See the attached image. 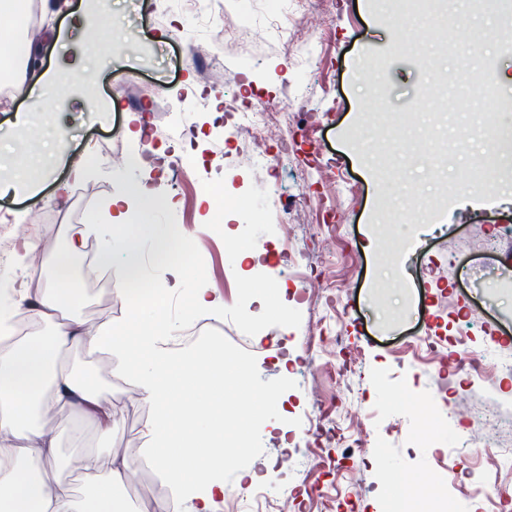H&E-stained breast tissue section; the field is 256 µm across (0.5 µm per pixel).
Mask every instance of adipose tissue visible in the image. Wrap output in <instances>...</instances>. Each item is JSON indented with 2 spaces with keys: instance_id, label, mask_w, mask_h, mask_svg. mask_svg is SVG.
Masks as SVG:
<instances>
[{
  "instance_id": "adipose-tissue-1",
  "label": "adipose tissue",
  "mask_w": 512,
  "mask_h": 512,
  "mask_svg": "<svg viewBox=\"0 0 512 512\" xmlns=\"http://www.w3.org/2000/svg\"><path fill=\"white\" fill-rule=\"evenodd\" d=\"M26 25V10L18 2L0 10L1 59L30 58L31 48L21 37ZM160 202L145 184L113 197L110 228L123 231L124 246L117 253L103 244L98 265L115 267L122 278L139 274L141 257L131 228ZM83 247L81 235L69 237L36 297L0 292V512H128L116 494L128 478L126 462L86 456L84 471L94 493L78 496L60 473L55 436L39 421L49 412L67 413L108 430L118 420L98 380L58 367L65 345L92 356L113 352L132 366L142 399L155 415L151 457L161 461L172 490L159 512H216L224 499V383L236 378L223 347L214 343L197 350L189 370L162 351L164 328L157 319L165 313L167 297L160 290L135 306L129 326L107 323L86 330L75 316L82 296L73 273ZM21 309L46 326V333L13 335L9 322Z\"/></svg>"
}]
</instances>
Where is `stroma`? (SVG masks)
Returning a JSON list of instances; mask_svg holds the SVG:
<instances>
[{
  "label": "stroma",
  "instance_id": "35a3bbf8",
  "mask_svg": "<svg viewBox=\"0 0 512 512\" xmlns=\"http://www.w3.org/2000/svg\"><path fill=\"white\" fill-rule=\"evenodd\" d=\"M254 36L223 57L226 95L259 101L285 100L294 82L307 83L306 96L285 116L295 137L282 167L269 175L251 168L246 156L225 154L216 141L220 107L197 113L195 129L178 148L195 165L219 168L210 189H223L234 214L202 205L195 181L167 173L160 143L137 142L126 134L129 116L141 114L150 130L174 122L165 102L146 86L170 82L184 95L203 91L205 62L218 36L198 14L185 10L157 18L155 0H49L46 25L32 42L41 70L59 73L68 91L51 97L10 89L0 97V157L54 149L55 164L41 176L37 198L0 199V221L9 224L88 225L86 247L97 250L108 238V206L127 187L146 183L168 200L136 227L143 255L141 276L152 289L167 290L165 347L181 354L196 344L220 342L245 369L244 389H228V403L243 391L265 400L262 413L226 424L243 432L224 471L226 489L244 487L257 473L264 508L279 498L300 499L298 512H321L302 501L308 486L325 484L329 496L354 492L365 512H381L408 495L432 497L449 488L465 493L473 512H487L475 490L488 478L512 489V469L498 470L471 443L494 436L512 453V378L492 361L512 358V203L497 204L485 187H474L470 205L460 206L458 178L486 154L481 126L486 99L504 102L498 126L512 130V88L493 86L489 96L474 89L473 37L497 69L512 73V37L488 38L501 22L480 11L474 0H447L456 37L440 31L420 39L410 17L390 0H328L330 22L312 29L313 56L286 55L271 34L267 0H232ZM102 17L113 27L110 42L90 52L85 28ZM64 32L55 40L51 28ZM133 74L139 85L114 95L112 84ZM24 112L29 123L15 124ZM112 142V156L87 160L98 141ZM136 150L146 159L120 162ZM440 211L438 224L426 215ZM294 219L300 251L290 264L243 261L227 273L228 244L277 248L283 237L281 213ZM191 226L199 242L194 259L175 271L157 265L153 240L170 227ZM507 238L503 251L487 249L490 239ZM316 278L340 286L350 304L345 315L324 311L322 300L304 288ZM113 278L111 305L86 291L76 315L87 325L124 322L131 305ZM207 288L224 300L219 323L207 322L190 298ZM285 289L283 311L264 301ZM338 334L339 347L326 353L333 370L308 364L304 347L310 324ZM468 334V345L450 342L452 371L423 361L416 337ZM335 404L334 424L343 436L332 448L336 482L326 484L312 463L313 432L322 406ZM495 411L497 428L469 429L474 410ZM153 421L149 407L124 409L112 433L73 416H53L60 469L81 474L85 453L124 457L130 479L118 494L133 512H150L148 498L165 502L170 488L146 454ZM471 435L470 444L449 447L448 431Z\"/></svg>",
  "mask_w": 512,
  "mask_h": 512
}]
</instances>
